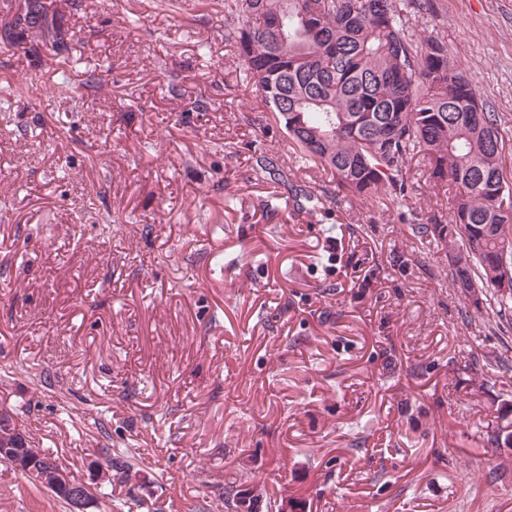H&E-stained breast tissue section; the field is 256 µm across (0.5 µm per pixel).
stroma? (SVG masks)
<instances>
[{"instance_id": "1", "label": "stroma", "mask_w": 512, "mask_h": 512, "mask_svg": "<svg viewBox=\"0 0 512 512\" xmlns=\"http://www.w3.org/2000/svg\"><path fill=\"white\" fill-rule=\"evenodd\" d=\"M68 49L0 42V410L105 512H512V309L473 308L414 158L406 197L336 190L226 41L224 0H50ZM498 116L512 180V0H426ZM102 89L85 87L88 75ZM181 98H173L171 84ZM332 200L293 205L308 188ZM0 512H68L0 464Z\"/></svg>"}]
</instances>
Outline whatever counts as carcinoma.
I'll list each match as a JSON object with an SVG mask.
<instances>
[{
    "label": "carcinoma",
    "instance_id": "obj_1",
    "mask_svg": "<svg viewBox=\"0 0 512 512\" xmlns=\"http://www.w3.org/2000/svg\"><path fill=\"white\" fill-rule=\"evenodd\" d=\"M417 0H224L229 39L245 75L288 138L330 169L339 190L365 200L405 196L403 170L422 155L429 179L448 196L451 219L417 233L443 243L453 285L475 310L478 290L507 272L498 252L512 245V185L503 174L496 115L457 72L441 41H420L405 17ZM20 30L32 48H67L64 14L34 0ZM249 489H224V505L246 512Z\"/></svg>",
    "mask_w": 512,
    "mask_h": 512
}]
</instances>
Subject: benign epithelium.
<instances>
[{"label":"benign epithelium","instance_id":"7a95c632","mask_svg":"<svg viewBox=\"0 0 512 512\" xmlns=\"http://www.w3.org/2000/svg\"><path fill=\"white\" fill-rule=\"evenodd\" d=\"M32 0H15L11 16L0 23V39L6 41L13 38L17 26L26 23L32 17ZM28 446L26 435L0 438V457L14 460ZM88 468L92 472L91 482H77L71 479L69 472L58 462L40 457H26L18 470L31 483L47 485L60 491L66 501L70 512H92L99 508V501L93 497L94 488L112 479V460L107 457L92 456L88 461Z\"/></svg>","mask_w":512,"mask_h":512}]
</instances>
